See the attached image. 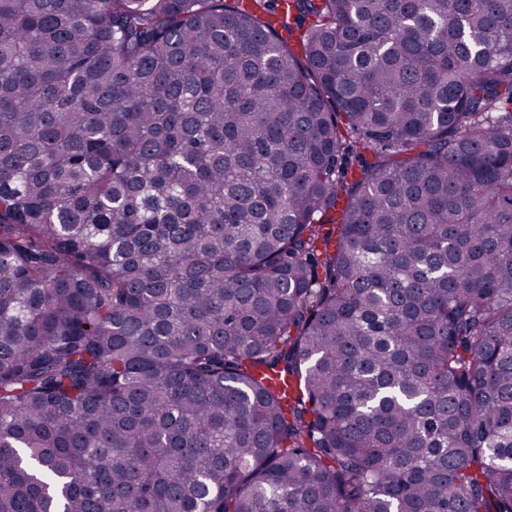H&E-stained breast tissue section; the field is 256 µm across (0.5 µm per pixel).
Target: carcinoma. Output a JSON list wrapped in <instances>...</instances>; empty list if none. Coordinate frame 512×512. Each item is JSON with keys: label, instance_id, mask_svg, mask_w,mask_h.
I'll return each instance as SVG.
<instances>
[{"label": "carcinoma", "instance_id": "obj_1", "mask_svg": "<svg viewBox=\"0 0 512 512\" xmlns=\"http://www.w3.org/2000/svg\"><path fill=\"white\" fill-rule=\"evenodd\" d=\"M0 512H512V0H0Z\"/></svg>", "mask_w": 512, "mask_h": 512}]
</instances>
